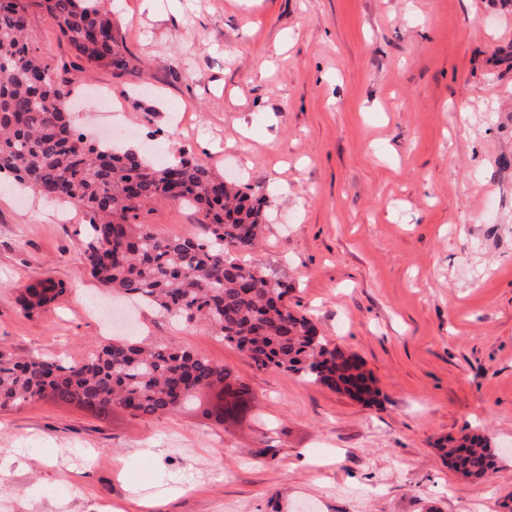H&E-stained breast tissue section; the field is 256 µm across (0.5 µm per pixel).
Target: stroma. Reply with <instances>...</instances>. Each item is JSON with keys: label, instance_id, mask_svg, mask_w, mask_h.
<instances>
[{"label": "stroma", "instance_id": "1", "mask_svg": "<svg viewBox=\"0 0 512 512\" xmlns=\"http://www.w3.org/2000/svg\"><path fill=\"white\" fill-rule=\"evenodd\" d=\"M137 72L76 66L42 10L28 37L72 68V110L106 137L185 154L250 188L267 224L248 262L380 390L365 405L255 369L201 324L139 310L142 333L233 369L252 400L218 426L192 409L94 417L42 399L0 411V512H506L512 501V0H112ZM0 183V350L78 359L111 342L84 213ZM162 236L201 216L164 202ZM50 279L59 299L26 316ZM498 455L486 480L437 451L462 429ZM63 292V288L49 279L31 284L25 288L21 296L22 310L25 314L30 315L44 309L62 295Z\"/></svg>", "mask_w": 512, "mask_h": 512}]
</instances>
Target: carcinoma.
Wrapping results in <instances>:
<instances>
[{"instance_id":"1","label":"carcinoma","mask_w":512,"mask_h":512,"mask_svg":"<svg viewBox=\"0 0 512 512\" xmlns=\"http://www.w3.org/2000/svg\"><path fill=\"white\" fill-rule=\"evenodd\" d=\"M32 7L51 16L61 39L90 66L133 70L105 0H0V173L85 212V263L105 289L160 316L204 323L259 370L378 403L379 390L358 357L329 347L314 320L288 305V281L237 258L253 251L263 233L261 200L183 156L156 165L136 150L119 152L78 132L68 69L51 68L26 38ZM149 201L196 208L205 235L156 234L137 221ZM63 292L49 279L31 284L22 310L30 315ZM249 397L232 369L136 336L114 338L77 362L0 350V410L44 398L96 417L121 409L156 418L200 406L222 425L248 410ZM438 452L467 478L496 469V454L475 432L448 438Z\"/></svg>"}]
</instances>
